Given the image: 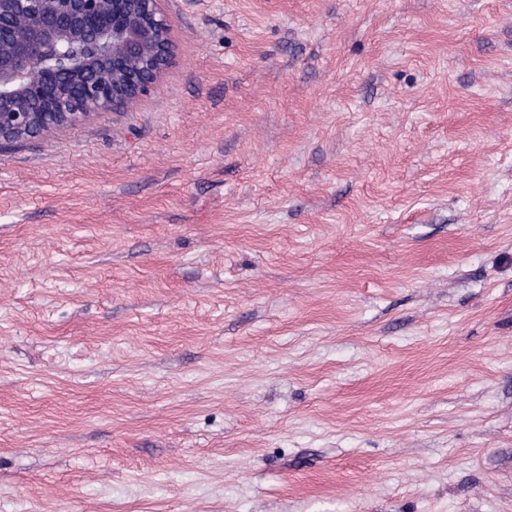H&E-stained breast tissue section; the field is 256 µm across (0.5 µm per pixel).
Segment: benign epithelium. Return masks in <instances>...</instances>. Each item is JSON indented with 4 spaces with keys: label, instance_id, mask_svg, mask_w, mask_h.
Returning a JSON list of instances; mask_svg holds the SVG:
<instances>
[{
    "label": "benign epithelium",
    "instance_id": "7a95c632",
    "mask_svg": "<svg viewBox=\"0 0 512 512\" xmlns=\"http://www.w3.org/2000/svg\"><path fill=\"white\" fill-rule=\"evenodd\" d=\"M161 2L0 0V145L83 124L154 92L173 59ZM132 58L141 62L134 73Z\"/></svg>",
    "mask_w": 512,
    "mask_h": 512
}]
</instances>
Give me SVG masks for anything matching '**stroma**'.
<instances>
[{
  "label": "stroma",
  "mask_w": 512,
  "mask_h": 512,
  "mask_svg": "<svg viewBox=\"0 0 512 512\" xmlns=\"http://www.w3.org/2000/svg\"><path fill=\"white\" fill-rule=\"evenodd\" d=\"M163 7L0 149V512H512V0Z\"/></svg>",
  "instance_id": "1"
}]
</instances>
